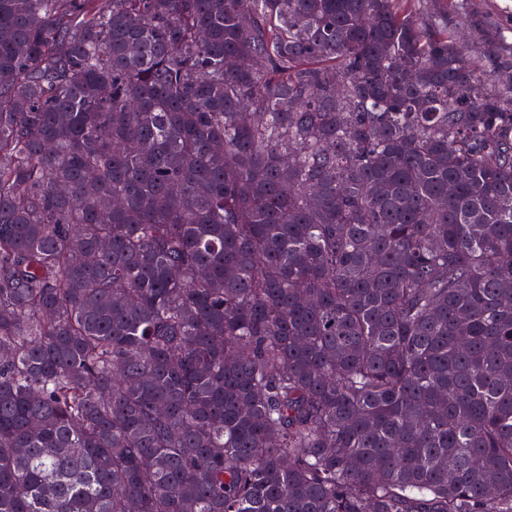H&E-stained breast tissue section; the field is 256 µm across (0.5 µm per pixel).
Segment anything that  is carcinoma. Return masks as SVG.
<instances>
[{"label": "carcinoma", "mask_w": 512, "mask_h": 512, "mask_svg": "<svg viewBox=\"0 0 512 512\" xmlns=\"http://www.w3.org/2000/svg\"><path fill=\"white\" fill-rule=\"evenodd\" d=\"M429 2L0 0V512H512V53Z\"/></svg>", "instance_id": "obj_1"}]
</instances>
